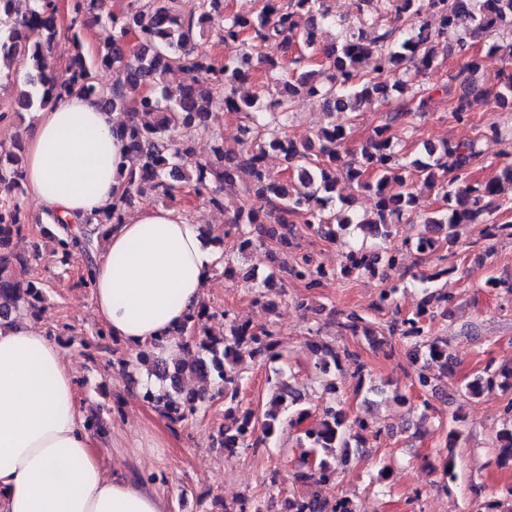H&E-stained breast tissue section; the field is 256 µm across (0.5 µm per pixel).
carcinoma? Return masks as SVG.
<instances>
[{"label":"carcinoma","instance_id":"obj_1","mask_svg":"<svg viewBox=\"0 0 512 512\" xmlns=\"http://www.w3.org/2000/svg\"><path fill=\"white\" fill-rule=\"evenodd\" d=\"M15 2L0 0V62L11 70L21 65L27 75V88L17 91L15 113L40 112L63 93L96 96L105 108L129 113L120 128L130 159L120 173L123 192L112 209L78 223L79 233L59 220L52 234L51 254L61 256V262L77 254L84 258L82 287L91 286L93 254L139 196L151 192L165 203L173 202L187 185L195 197L214 207L224 206L231 195L237 197L239 205L225 234L237 235L241 255L268 240L279 244L280 253L288 252L297 239L298 224L326 239L354 228L362 233L363 242L345 255L341 272L358 276H376L382 268L396 272L399 251L384 243L398 224L419 215V197L411 188L419 181L438 188L445 202V207L424 218V232L403 241L420 261L435 262L432 272L410 276L423 289L424 298L414 311L385 326L356 311H335L333 316L337 327L363 337L372 348L390 346L394 340L406 343L415 382L425 392L448 373L454 361L448 337L433 335L431 321L448 316L453 296L434 288V283L458 271L448 263V254L460 225L487 224L491 236L512 237V224L495 221L505 189L512 190V151L503 152L499 174L484 181L471 177L479 157L475 138L453 145L426 142L409 157L399 154L396 145L413 129V119L425 105L424 91L413 90L405 75L410 66L419 71L438 66L437 47L451 31L464 60L458 76L472 77L481 63L476 47L482 45L489 53L502 50L495 34L512 27V0H388L398 18L426 14L437 24L426 21L407 34L398 26L361 18L359 27L346 29L329 44L315 35L318 26L332 20L326 0H262L255 14H226L224 0H148L142 6L134 2L120 14L107 12V35L93 57L84 52L79 33L85 29V17L102 9L104 0H69L73 51L62 68L52 59L58 34L55 0H41L22 15L13 7ZM215 26L227 47L219 66L197 43ZM273 41L286 50L298 46V56L284 61L258 52ZM252 57L268 71L283 72V88L245 87ZM175 69L195 73L196 83L164 84V76ZM107 74L112 75L109 84L104 81ZM301 94L321 99L330 114L376 105L387 107L386 116L355 148L348 147L346 128L334 123L318 130L317 142L299 144L288 137L286 128ZM477 102L512 109L511 50L504 55L497 82L473 98H457L451 112L463 121ZM216 108L242 116V137L233 148L217 147L215 158L200 159L193 140L208 128ZM271 152L281 157L290 179L284 181L268 169L266 158ZM22 154L19 137L0 140V186L9 194L0 201V325L37 317L44 301L43 284L27 277L30 260L9 249L12 238L23 230L16 200L25 185ZM353 189L375 197L373 214L359 216L347 209L328 213L337 200L349 205L347 191ZM223 260L225 279L250 280L255 301L269 297L275 287L278 296L286 295V285L276 286L275 273H242L233 256ZM273 260L310 291L327 276L308 254L289 263L275 253ZM223 316L224 333L207 329L205 322L213 314L204 302L175 331L181 340L180 356L166 357L158 344L150 343L135 358L119 357L117 363L123 368L140 365L156 378L159 387L145 389L142 397L173 424L192 419L216 398L224 399L225 424L219 437L228 454L260 448L270 437L295 429L300 453L293 481L304 485L334 480L336 463L364 447L368 437H377L368 418L345 408L337 382L331 381L316 421L304 425L310 412L284 377L279 365L283 354L271 341L273 330L240 323L227 310ZM309 349L317 373L341 377L348 365L362 381L364 364L348 350L318 338L309 340ZM247 357L269 365L273 390L265 403L243 410L239 394ZM496 387L512 388V365L494 369L487 363L467 382L465 392L479 397ZM90 419L100 438L112 426L110 411L92 408ZM496 448L497 463L512 461V427L497 433ZM287 503L288 512H363V506L347 496L331 501L298 494Z\"/></svg>","mask_w":512,"mask_h":512}]
</instances>
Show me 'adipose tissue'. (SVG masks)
Wrapping results in <instances>:
<instances>
[{
	"instance_id": "obj_1",
	"label": "adipose tissue",
	"mask_w": 512,
	"mask_h": 512,
	"mask_svg": "<svg viewBox=\"0 0 512 512\" xmlns=\"http://www.w3.org/2000/svg\"><path fill=\"white\" fill-rule=\"evenodd\" d=\"M121 117L70 96L40 113L25 139V185L40 223L101 214L122 185ZM220 254L180 211L152 208L115 227L92 269V300L111 338L159 341L203 299ZM147 484L107 472L78 400L75 371L32 321L0 327V512H166Z\"/></svg>"
}]
</instances>
